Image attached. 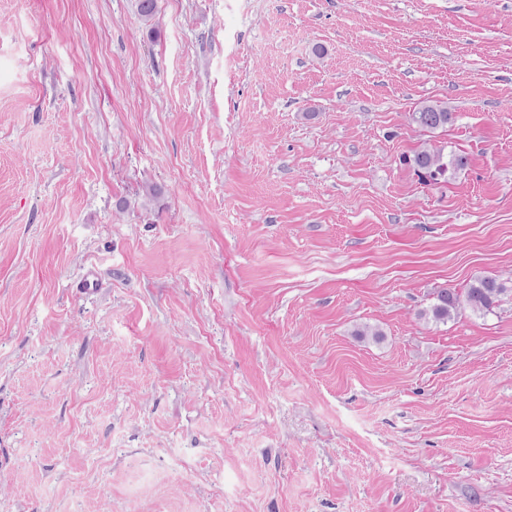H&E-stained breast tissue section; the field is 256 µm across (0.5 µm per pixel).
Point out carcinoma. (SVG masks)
Masks as SVG:
<instances>
[{
	"label": "carcinoma",
	"instance_id": "obj_1",
	"mask_svg": "<svg viewBox=\"0 0 512 512\" xmlns=\"http://www.w3.org/2000/svg\"><path fill=\"white\" fill-rule=\"evenodd\" d=\"M451 119L452 113L448 112V108L438 104L425 105L409 115L411 123L431 130L448 125ZM404 161L412 164L426 183L436 182L448 176V173L468 165V158L463 154L452 152L445 155L440 149L427 147L415 151L413 156L404 158ZM508 292L512 293V287L507 285V281L496 277L477 278L463 293L440 288L434 293V303L427 316L435 322L445 323L465 307L473 312L489 313L501 296Z\"/></svg>",
	"mask_w": 512,
	"mask_h": 512
}]
</instances>
